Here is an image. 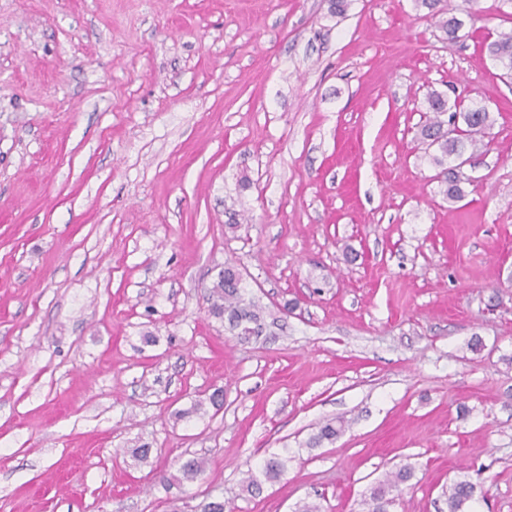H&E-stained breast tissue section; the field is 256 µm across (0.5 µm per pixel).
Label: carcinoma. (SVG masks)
Listing matches in <instances>:
<instances>
[{
  "label": "carcinoma",
  "instance_id": "1",
  "mask_svg": "<svg viewBox=\"0 0 512 512\" xmlns=\"http://www.w3.org/2000/svg\"><path fill=\"white\" fill-rule=\"evenodd\" d=\"M429 9L430 16L438 19V25L447 38L453 40L463 22L455 15H448V0H422ZM486 55L502 69L512 72V32L501 33L493 40L483 45ZM427 119L420 126V137L429 142V146L437 149L432 156L435 166L440 168L437 178L444 185V194L450 202H456L464 196L461 184L465 179L450 173L447 167L448 159L456 158L468 152L475 154L479 150L481 140L476 135L486 133L495 123L492 112L488 107L473 103L463 106L455 100L438 92L428 93L426 98ZM234 268L231 263L225 264L224 273L208 287L209 313L228 322L231 331L240 338H246L249 332L256 333L263 329L262 308L253 301H247L242 295V279L235 281L229 279L226 273ZM343 430V421H327L319 427L309 442L312 447L321 443L336 440ZM205 469V460L201 457H191L184 461L180 467L181 479L192 481L200 476ZM286 469V460L280 456L267 459L261 469V476L249 474L244 481L243 491L250 495L260 493L262 481L274 482L283 475ZM413 468L409 464L400 466L390 472L385 481L370 490V508L368 512H390L395 499L391 492L410 480ZM479 483L472 479L468 473L458 476L448 485L444 492L447 497L448 512H467L470 504L477 500Z\"/></svg>",
  "mask_w": 512,
  "mask_h": 512
}]
</instances>
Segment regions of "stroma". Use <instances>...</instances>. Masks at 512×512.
Instances as JSON below:
<instances>
[{"instance_id": "35a3bbf8", "label": "stroma", "mask_w": 512, "mask_h": 512, "mask_svg": "<svg viewBox=\"0 0 512 512\" xmlns=\"http://www.w3.org/2000/svg\"><path fill=\"white\" fill-rule=\"evenodd\" d=\"M479 5L449 41L420 0H0V512H363L406 462L392 512L464 467L512 512V0ZM434 90L495 117L453 204ZM483 50L503 70L512 72V32L500 33L495 39L487 40ZM222 271L208 287L209 313L215 318L227 320L229 328L240 339H249L247 333L253 332L254 336L259 330H263V310L254 301H246L242 295V279L235 282L227 277L228 272L234 268L231 263L224 265Z\"/></svg>"}]
</instances>
